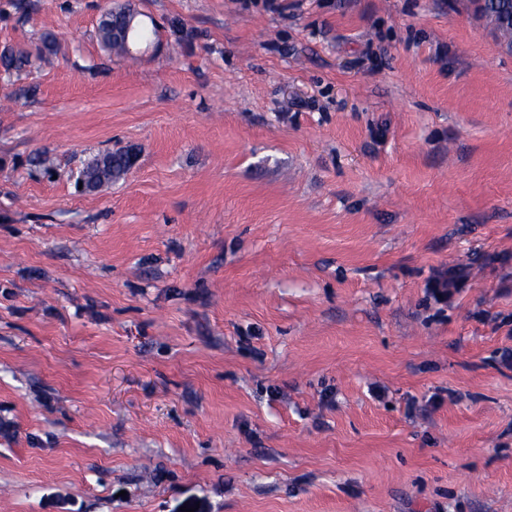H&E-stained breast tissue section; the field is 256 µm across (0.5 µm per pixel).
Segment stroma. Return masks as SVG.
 I'll return each mask as SVG.
<instances>
[{
	"instance_id": "obj_1",
	"label": "stroma",
	"mask_w": 512,
	"mask_h": 512,
	"mask_svg": "<svg viewBox=\"0 0 512 512\" xmlns=\"http://www.w3.org/2000/svg\"><path fill=\"white\" fill-rule=\"evenodd\" d=\"M22 46L0 512H512V51L468 0H0ZM128 17L132 22L130 10H110L105 13L98 24V39L103 48L110 52L126 53L128 49L124 43V30ZM132 155L123 151H108L96 158L83 172L91 190H97L105 184H112L127 172ZM87 185V189H89ZM462 275L459 271L441 269L430 278L428 287L430 293L439 302L448 301L454 292L460 288Z\"/></svg>"
}]
</instances>
